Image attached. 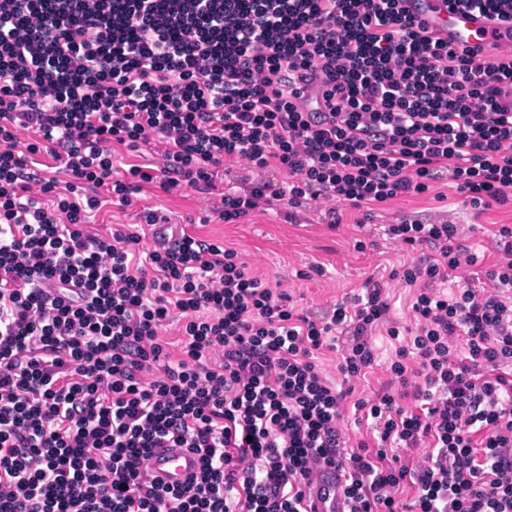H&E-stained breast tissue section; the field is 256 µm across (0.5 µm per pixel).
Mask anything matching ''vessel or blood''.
<instances>
[{
	"label": "vessel or blood",
	"mask_w": 512,
	"mask_h": 512,
	"mask_svg": "<svg viewBox=\"0 0 512 512\" xmlns=\"http://www.w3.org/2000/svg\"><path fill=\"white\" fill-rule=\"evenodd\" d=\"M404 8L453 48L476 50L493 45L512 55V21H500L497 16L477 9L456 11L448 0H406ZM198 468L197 455L185 448L157 449L145 464L147 477L165 485L186 483ZM343 485L341 470L318 466L308 490V512H348Z\"/></svg>",
	"instance_id": "obj_1"
}]
</instances>
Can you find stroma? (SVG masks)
I'll list each match as a JSON object with an SVG mask.
<instances>
[{
    "label": "stroma",
    "mask_w": 512,
    "mask_h": 512,
    "mask_svg": "<svg viewBox=\"0 0 512 512\" xmlns=\"http://www.w3.org/2000/svg\"><path fill=\"white\" fill-rule=\"evenodd\" d=\"M438 191L444 192V200L435 199ZM147 208L168 214L201 240L236 250L253 274L269 285H280L300 308L312 313H322L353 298L368 277H390L391 312L404 325L411 320L410 293L394 274L429 255L430 250L396 246L385 235V225L404 215L457 225L464 243L483 259L472 281L476 287L486 265L498 258L490 226L512 225V203L480 212L466 204L463 195L439 183L434 193L398 198L369 212L339 206L341 222L334 228L321 223L314 213L299 222H289L280 205L245 224L217 223L209 218L211 202L207 195L187 187L167 194L147 186L126 209L103 207L88 229L107 234L113 225L123 224L136 230ZM360 241L365 244L361 250L356 247Z\"/></svg>",
    "instance_id": "obj_1"
}]
</instances>
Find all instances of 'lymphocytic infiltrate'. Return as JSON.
Instances as JSON below:
<instances>
[{
    "label": "lymphocytic infiltrate",
    "mask_w": 512,
    "mask_h": 512,
    "mask_svg": "<svg viewBox=\"0 0 512 512\" xmlns=\"http://www.w3.org/2000/svg\"><path fill=\"white\" fill-rule=\"evenodd\" d=\"M402 3L0 0V512H306L319 463L346 472L350 512H512L511 225L479 288L456 225H386L432 250L402 272L406 329L372 276L318 317L188 231L144 253L121 225L83 228L147 185L217 195L225 224L278 202L334 228L337 204L441 172L475 210L511 201L512 57L452 48ZM157 145L161 167L116 171V149ZM41 153L53 172L30 170ZM269 167L274 190L251 177ZM379 331L390 377L354 398ZM349 404L376 443L348 447ZM158 448L190 449L197 474L149 481Z\"/></svg>",
    "instance_id": "obj_1"
}]
</instances>
